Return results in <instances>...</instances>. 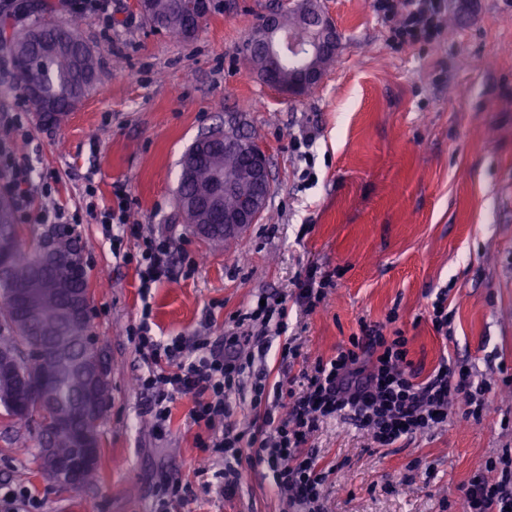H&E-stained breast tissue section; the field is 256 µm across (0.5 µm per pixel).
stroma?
Segmentation results:
<instances>
[{"label": "stroma", "mask_w": 512, "mask_h": 512, "mask_svg": "<svg viewBox=\"0 0 512 512\" xmlns=\"http://www.w3.org/2000/svg\"><path fill=\"white\" fill-rule=\"evenodd\" d=\"M190 41L156 33L132 0H112L114 25L79 17L44 0H0V23L52 19L76 27L94 48L101 80L52 128L29 120L16 142L6 118L28 106L13 67L0 72V145L11 142L52 184L36 207L82 204L86 177L111 204L124 184L131 221L168 235L196 258L151 290L154 331L224 335L230 317L262 295H294L313 267L336 274L321 307L288 306L299 356L270 376L299 372L334 356L360 322L382 323L408 339L409 357L430 372L441 357L485 384L481 419L452 405L448 423L376 448L349 423L323 425L311 446L335 466L329 512H464V488L487 459L512 450V0H444L432 44L394 41L374 0H321L341 38L337 61L314 93L291 99L245 65L243 44L280 0H220ZM235 119L268 157L266 213L242 236L207 243L184 224L176 188L182 155L198 135ZM314 133L312 162L293 142ZM316 178L304 179L306 168ZM91 285V331L111 365L112 395L101 425L98 479L80 489L44 479L31 454L37 419L0 414V488H25L38 512H154L162 477L187 483L171 512H282L271 472L246 470L238 493L206 491L197 468L218 463L197 445L192 398L174 399L171 423L156 434L136 386L144 362L127 334L142 309L134 266L115 258L99 225L76 226ZM448 292V336L429 316Z\"/></svg>", "instance_id": "stroma-1"}]
</instances>
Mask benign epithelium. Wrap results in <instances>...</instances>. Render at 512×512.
<instances>
[{"label": "benign epithelium", "instance_id": "benign-epithelium-1", "mask_svg": "<svg viewBox=\"0 0 512 512\" xmlns=\"http://www.w3.org/2000/svg\"><path fill=\"white\" fill-rule=\"evenodd\" d=\"M182 16L189 20L201 21L215 8V0H179ZM28 41L41 44L43 52L49 55H67L70 50L51 39L47 29H31L26 35ZM248 40L257 46L258 51L246 56V65L264 83L273 86L290 98H298L301 91L311 85L319 84L325 73L316 66V60L327 54H336L340 50V39L336 25L317 4V0H298L292 8L277 9L265 16L263 23L250 31ZM301 62L300 69L288 70V83L280 80L281 62ZM24 94L42 102V112L38 121L42 125H55L61 122L65 114L74 111L84 99L77 95L64 102L48 97L44 93L40 78L34 74H20ZM208 135L224 142V151L241 154L245 157V176L261 192L243 193L239 197L236 209L224 210V194L237 191L234 176L217 172L208 184L199 189L197 197L204 211L188 205L190 214L198 224H213L224 221V239L236 238L261 217L265 204L270 197V169L265 152L257 145L249 150L242 149L240 135L227 126H216ZM64 250L62 241L48 235L38 253L41 264L55 263L56 255ZM65 316L74 324L89 322V295L80 292L73 295L65 310ZM94 369L92 379L85 393L91 395L88 402H82L66 413H60L42 406L41 394L48 388L49 382L41 379L23 387L17 409L22 413L32 412L37 407L43 416V424L50 429L65 426L76 419L87 418L98 424L101 420L99 392L105 381V373L110 370L107 357L99 351L92 352ZM82 447L68 457H59L47 441H42L39 455L45 476L58 486L77 489L82 485L84 472L99 461V450L94 440L81 437Z\"/></svg>", "mask_w": 512, "mask_h": 512}]
</instances>
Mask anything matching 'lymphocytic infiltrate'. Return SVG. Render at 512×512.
Segmentation results:
<instances>
[{
	"label": "lymphocytic infiltrate",
	"mask_w": 512,
	"mask_h": 512,
	"mask_svg": "<svg viewBox=\"0 0 512 512\" xmlns=\"http://www.w3.org/2000/svg\"><path fill=\"white\" fill-rule=\"evenodd\" d=\"M376 10L395 37L416 43L432 41L439 33L442 0H377ZM0 169L8 176L6 188L19 218L33 224H82L93 220L112 253L124 264L134 265L142 296H149L157 282L168 278L175 249L171 241L143 234L129 222L130 202L124 186H115V200L98 205L93 182L83 190L84 206L34 209L33 170L26 156L0 149ZM133 237L132 250H124L125 237ZM332 281L329 275L308 274L295 298L266 296L236 313L224 332L222 346L208 338L192 341L181 337L162 342L152 332V308L143 305L137 326L128 330L136 349L145 355L147 370L138 388L147 399L145 412L157 433H164L176 396L194 398L190 421L206 431L198 445L210 449L221 462L213 477L223 496H233L245 468L272 471L280 493L286 494L295 512H324V488L335 469L320 464L307 444L320 424L348 419L367 431L373 444L390 448L399 441L430 433L448 421L451 402L463 403L468 414L483 409V385L469 372L441 358L429 373L421 374L409 359L402 332L385 335L382 326L362 325L360 335L329 359H317L300 380L270 381L266 371H255L263 360L271 337H280L281 361L297 358L288 339V304L296 302L314 311ZM253 376L251 423L238 428L231 420V399L239 395L245 376ZM486 471H499L491 481L485 473L471 478L464 490L466 512H512V456L488 459Z\"/></svg>",
	"instance_id": "lymphocytic-infiltrate-1"
}]
</instances>
